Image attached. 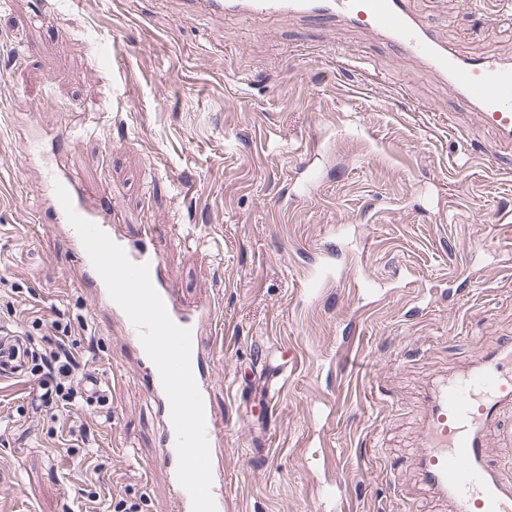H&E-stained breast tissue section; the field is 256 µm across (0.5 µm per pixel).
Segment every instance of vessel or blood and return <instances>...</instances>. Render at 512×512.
Listing matches in <instances>:
<instances>
[{"mask_svg":"<svg viewBox=\"0 0 512 512\" xmlns=\"http://www.w3.org/2000/svg\"><path fill=\"white\" fill-rule=\"evenodd\" d=\"M189 4L200 15L245 14L264 20L293 12L345 21L377 33L398 57L421 59L447 84L450 92L478 110L486 127L501 140L512 143V62L492 58L467 60L454 53L416 18L409 0H189ZM44 182L48 188L46 203L59 221H66L67 216L53 189L57 182L68 191L79 216L102 229L111 224V205L85 201L79 184L67 171L54 168ZM66 241L77 256L72 270L76 281L90 283L100 302L121 322L128 340L140 345L138 330L111 299L75 229L67 230ZM115 242L133 263L148 265L151 283L172 321L188 329L192 339H199L203 324L211 318V310L206 305L192 310L182 307L176 287L162 274L161 259L152 248L151 237L132 243L119 236ZM34 358V346L21 333L6 326L0 328V378L28 376ZM139 361L161 416L163 449L159 460L173 471L178 458L170 402L147 353H140ZM190 364L205 398L206 433L213 443L221 427L213 405L207 400L208 381L196 344L191 348ZM426 403L428 411L417 458L422 481L447 498L449 512H512V482L500 479L492 467L487 439V431L498 413L512 409V336L484 349L475 363L432 383Z\"/></svg>","mask_w":512,"mask_h":512,"instance_id":"vessel-or-blood-1","label":"vessel or blood"}]
</instances>
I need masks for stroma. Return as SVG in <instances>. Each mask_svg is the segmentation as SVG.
I'll list each match as a JSON object with an SVG mask.
<instances>
[{
    "label": "stroma",
    "instance_id": "1",
    "mask_svg": "<svg viewBox=\"0 0 512 512\" xmlns=\"http://www.w3.org/2000/svg\"><path fill=\"white\" fill-rule=\"evenodd\" d=\"M411 8L461 56L512 60V24L496 21L512 0ZM187 9L0 0V324L38 349L28 378L0 380V512H178L138 355L40 212L54 130L85 200L109 197L126 237L152 227L180 303L213 307L200 345L223 512H448L411 455L430 382L512 335V145L474 114L450 132L447 86L366 30ZM307 158L314 179L291 199ZM59 340L86 378L49 406ZM267 352L291 369L270 414L239 399Z\"/></svg>",
    "mask_w": 512,
    "mask_h": 512
}]
</instances>
